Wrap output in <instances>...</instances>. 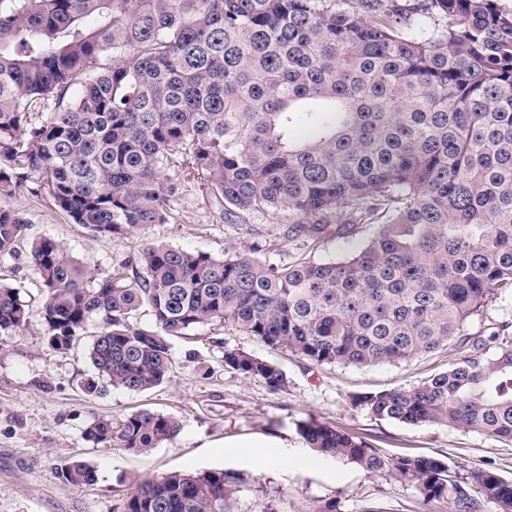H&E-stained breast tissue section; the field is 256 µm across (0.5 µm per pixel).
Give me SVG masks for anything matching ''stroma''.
I'll return each mask as SVG.
<instances>
[{
	"instance_id": "stroma-1",
	"label": "stroma",
	"mask_w": 512,
	"mask_h": 512,
	"mask_svg": "<svg viewBox=\"0 0 512 512\" xmlns=\"http://www.w3.org/2000/svg\"><path fill=\"white\" fill-rule=\"evenodd\" d=\"M176 180L180 188L170 201L172 223L144 226L130 241L99 237L71 223L48 196L35 193V181L8 199L29 230L16 259L0 272L19 288L29 319L19 334L0 337V512H125L141 481L173 471L209 470L241 476L232 512H314L328 499L338 512H364L370 506L420 512L413 484L369 475L354 463L309 448L298 427L311 418L342 427L387 455L434 456L462 477L476 467L512 480L510 443L456 428L381 420L351 404L354 395L409 387L446 370L468 352L457 341L397 363L316 366L215 322L172 338L174 371L162 385L135 392L102 382L96 392H87L95 376L89 348L98 324L90 322L69 349L48 346L40 319L43 290L29 262L31 241L54 238L100 274L130 259L139 245L164 243L220 257L285 228L269 212L247 215L241 224L224 223L203 185L181 173ZM228 350L278 363L286 386L273 390L261 378L225 367ZM142 410L175 417L179 434L146 453L85 441L84 430L95 418L117 421ZM248 439L276 444L285 464L263 469L241 448ZM76 459L94 467V482L75 485L62 477V468Z\"/></svg>"
}]
</instances>
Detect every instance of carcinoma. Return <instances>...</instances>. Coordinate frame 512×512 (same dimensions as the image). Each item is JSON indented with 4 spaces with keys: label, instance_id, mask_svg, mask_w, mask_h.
Listing matches in <instances>:
<instances>
[{
    "label": "carcinoma",
    "instance_id": "cac0c4a2",
    "mask_svg": "<svg viewBox=\"0 0 512 512\" xmlns=\"http://www.w3.org/2000/svg\"><path fill=\"white\" fill-rule=\"evenodd\" d=\"M48 99L55 110L34 122ZM170 170L200 180L227 224L270 211L288 227L222 257L145 245L95 275L36 240L52 349L100 319L90 360L130 391L168 380L170 337L216 321L316 366L432 353L512 293V11L497 0H0V196L35 173L72 223L130 239L170 223ZM357 224L377 228L339 259L270 261ZM26 230L0 205V263ZM143 305L153 324L135 327ZM27 318L18 289L0 284V336ZM511 327L473 338L472 354L416 386L352 405L512 442ZM224 365L287 384L245 352H224ZM179 431L146 411L95 419L84 437L146 452ZM299 432L321 456L415 484L425 504L512 512V481L492 470L459 480L440 458L387 456L336 425L309 419ZM62 477L89 483L95 470L76 460ZM239 482L171 472L139 483L126 512H231Z\"/></svg>",
    "mask_w": 512,
    "mask_h": 512
}]
</instances>
